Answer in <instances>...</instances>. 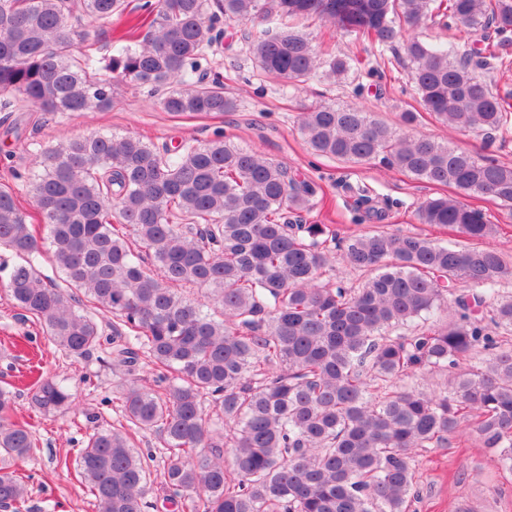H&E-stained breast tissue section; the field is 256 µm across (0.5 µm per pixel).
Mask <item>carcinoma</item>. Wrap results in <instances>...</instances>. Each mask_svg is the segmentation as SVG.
Masks as SVG:
<instances>
[{
	"instance_id": "cac0c4a2",
	"label": "carcinoma",
	"mask_w": 512,
	"mask_h": 512,
	"mask_svg": "<svg viewBox=\"0 0 512 512\" xmlns=\"http://www.w3.org/2000/svg\"><path fill=\"white\" fill-rule=\"evenodd\" d=\"M0 0V109L105 111L112 85L130 80L173 115L231 112L219 77L201 62L218 50L215 25L264 22L248 34L268 77L298 85L323 66L351 62L316 49L298 26L320 22L385 51L427 23L480 35L454 49L403 44L424 112L468 131L512 132V104L477 71L503 64L512 0ZM126 19L118 48L97 56L90 27ZM300 132L316 154L375 159L418 180L512 204V166L424 135L401 133L358 107L304 108ZM29 178L40 225L0 187V247L18 258L7 290L66 357L104 353L123 420L93 428L75 459L96 512H145L154 485L171 512H407L418 497L415 459L460 440L466 427L512 473V264L485 244L499 226L457 198L422 204L420 223L470 243L438 245L415 233L349 240L331 224H294L313 188L283 163L219 135L157 146L135 135L90 134L41 151ZM135 239L153 268L134 253ZM360 271L356 287L326 279L336 260ZM49 261L66 287L45 281ZM467 286L459 291L458 285ZM453 296L445 325L425 315ZM112 315V336L97 319ZM488 358L464 366L471 354ZM147 367L153 385L140 383ZM446 369V391L406 384ZM43 416L72 408L52 378L31 385ZM0 389V507L21 512L18 463L37 440ZM150 433L158 451L135 440ZM162 471L151 475L155 453Z\"/></svg>"
}]
</instances>
